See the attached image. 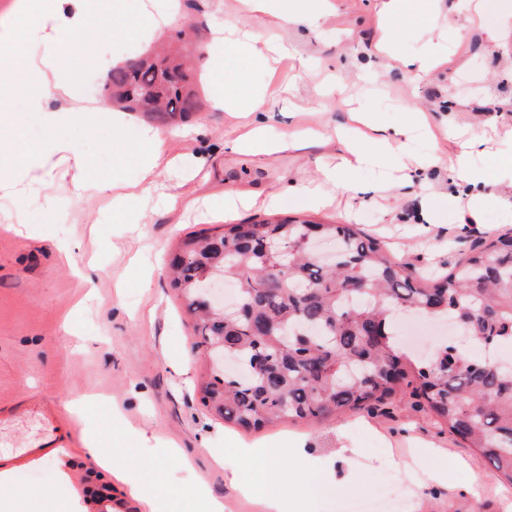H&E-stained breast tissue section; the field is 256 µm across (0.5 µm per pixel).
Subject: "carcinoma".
Segmentation results:
<instances>
[{
  "instance_id": "1",
  "label": "carcinoma",
  "mask_w": 512,
  "mask_h": 512,
  "mask_svg": "<svg viewBox=\"0 0 512 512\" xmlns=\"http://www.w3.org/2000/svg\"><path fill=\"white\" fill-rule=\"evenodd\" d=\"M112 103L161 123L202 105L180 56L153 50L115 66ZM338 245L335 265L310 253ZM172 285L198 318L210 359L200 402L245 431L371 409L403 384L450 433L512 485V364L448 341L408 374L396 327L404 317L460 321L479 347L512 342V232L474 245L446 275L426 276L353 224L247 221L187 236L170 261ZM246 283L237 306L201 314L199 278Z\"/></svg>"
}]
</instances>
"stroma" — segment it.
Segmentation results:
<instances>
[{
	"label": "stroma",
	"instance_id": "obj_1",
	"mask_svg": "<svg viewBox=\"0 0 512 512\" xmlns=\"http://www.w3.org/2000/svg\"><path fill=\"white\" fill-rule=\"evenodd\" d=\"M114 0H99L92 16L91 39H99L105 19L128 27L125 40L109 47L116 61L136 56L157 42L178 47L187 57L204 104L201 112L169 125L156 126L164 157L180 156L184 165L160 166L144 198L130 209L116 212L98 197H78L75 181L111 177L114 170L135 176L132 160L112 155V139L120 137L137 147L143 127L152 119L134 112L120 132H113L112 104L103 89L105 76L88 59L86 45L66 56L72 88L93 83L101 107L95 126L74 124L48 129L25 109V86L40 75L27 71L22 85L5 102L14 115L11 128L0 131V141L12 147L16 159L50 139L70 140L82 158L80 166H61L48 184L28 191L19 230L0 228V406L40 401L59 410L56 446L78 447V430L65 415V401L72 395L102 392L122 406L124 418L112 420L105 412L95 418L103 439L124 459L163 484L173 498L174 512H199L195 497L198 479H205L213 494L223 497L224 512H261L256 499L234 492L225 471L260 484L258 461L244 460L232 452L235 442H263L275 448L288 440L306 438L310 455L282 463L283 489H306L308 512H341L352 494L371 484L374 475L390 474L409 490L415 512H512V486L504 485L473 449L438 425L418 408L412 391L372 410H351L321 421H295L246 432L224 424L200 402L197 383L208 370V361L196 348L195 321L171 288L164 261L182 239L192 233L214 230L225 223L264 219H308L335 224H355L381 241L420 271L448 270L487 231L512 228V187L490 181L483 189L484 223L468 231L449 233L445 167L425 172L424 186L399 189L397 203L386 199L352 201L338 192L333 207L316 210L302 199L286 195L288 186L313 180L325 156L335 146L311 144L284 148L261 159L250 153H228L224 141L240 134L241 120L212 109L211 87L198 59L200 44L209 39L210 19L228 28L263 32L262 22L243 11L238 0H124L120 15H113ZM381 0H339V9L323 28H277L276 36L293 55L326 67L334 77L336 93L320 96L313 76L286 65L276 71H253L252 82L272 88L282 81L295 84L291 103L277 104L271 137L293 127L310 128L323 135L350 126L351 108L375 112L391 127L406 130L410 150L419 154L448 152L449 127L465 128L482 122L488 106L512 103V28L499 21L504 5L512 0H491L495 21L478 19L466 41H457L453 30L436 22L423 34L414 15L427 10V0H412L395 19L399 32L398 54L421 57L431 43H439L441 57L432 69L412 79L389 69L375 53V40L383 27ZM169 14L171 22L156 30L150 19ZM501 29L500 40L489 30ZM452 102L454 120L445 123V102ZM436 198L438 222L425 238L414 234L412 219L420 191ZM257 194L254 206L225 212L220 202L225 192ZM280 193L275 206L270 194ZM72 242L76 253L95 260L99 271L93 281L72 274L58 259V241ZM160 436V443H146L142 431ZM441 450L451 464L452 483L432 491L421 487L418 450L424 443ZM172 443L187 453L208 447L222 456L226 467H211L197 457L196 472L182 469L163 451ZM342 448L351 449V480L329 496L319 493L324 484L322 461ZM54 463L29 466L13 474L15 490L33 498H46L59 487ZM471 494H461L463 486Z\"/></svg>",
	"mask_w": 512,
	"mask_h": 512
}]
</instances>
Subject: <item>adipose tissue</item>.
Returning a JSON list of instances; mask_svg holds the SVG:
<instances>
[{
  "instance_id": "1",
  "label": "adipose tissue",
  "mask_w": 512,
  "mask_h": 512,
  "mask_svg": "<svg viewBox=\"0 0 512 512\" xmlns=\"http://www.w3.org/2000/svg\"><path fill=\"white\" fill-rule=\"evenodd\" d=\"M252 11L289 24H299L317 29L325 22L332 9L331 0H245ZM93 10L90 0H15L13 23L0 27V75L13 78L15 72L30 68L38 69L43 78L27 99V109L35 113L47 127L56 128L70 124H92L97 109L93 106L72 104L52 109L51 99L69 96L68 74L65 69V52L73 37L88 26ZM288 50L282 45L268 46L266 52H257L250 39L227 40L221 30H214L206 47L204 68L212 86L215 107L227 112L253 114L252 128L246 134L226 141L225 150H241L258 157H267L285 146H299L310 141L307 133H283L276 140L267 139L266 131L276 114L268 109L269 101L287 94V86L268 92L254 86L250 80L252 69L268 65L270 59L283 60ZM360 121L370 128L373 135L369 143L354 139H339L340 161L321 170V180L315 185L298 188L308 205L315 209L328 206V188L347 192L353 199L366 200L374 197L379 185L358 180L363 167L378 164L387 169L396 186H404L419 180L426 169L442 165L440 155L419 157L398 150L402 131L375 121L371 113H364ZM496 118L486 119L484 124L465 134H452L450 138L453 162L447 164L448 181L455 191H467L466 206L449 201L452 211L453 231L468 229L481 221L482 187L488 179L486 169L471 165L472 157L488 155V130L495 127ZM73 144L66 139L55 138L44 147L28 154L24 163H16L8 151L0 149V195L15 196L26 180H47L51 177L57 160L76 156ZM77 194L111 199L118 209L127 208L141 193L139 182L128 181L120 175L96 182H79ZM105 397L77 394L66 402V409L73 423L79 425L82 457H73L66 448H55L50 457L60 466L61 479H68L69 470L83 466L85 459H92L95 468L89 476L93 479L117 478L131 491L138 512H172L173 502L161 487L148 484L139 469L122 462L113 451L104 448L98 423L92 412L107 408ZM239 455L262 461L264 489L259 498L262 512H302L303 501L282 492L280 488L281 465L284 459L301 458L307 454V442L296 439L293 447L270 453L261 445L246 444Z\"/></svg>"
}]
</instances>
